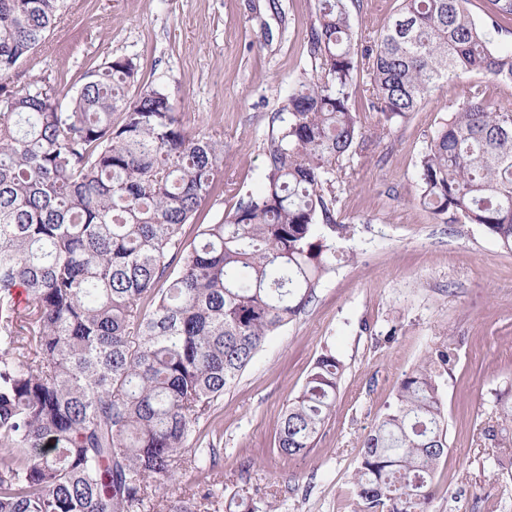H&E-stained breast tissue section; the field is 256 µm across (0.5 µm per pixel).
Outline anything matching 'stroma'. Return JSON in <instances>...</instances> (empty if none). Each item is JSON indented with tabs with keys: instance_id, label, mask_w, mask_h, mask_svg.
<instances>
[{
	"instance_id": "1",
	"label": "stroma",
	"mask_w": 512,
	"mask_h": 512,
	"mask_svg": "<svg viewBox=\"0 0 512 512\" xmlns=\"http://www.w3.org/2000/svg\"><path fill=\"white\" fill-rule=\"evenodd\" d=\"M398 0H351L355 30L375 31ZM318 0H67L44 47L18 81L58 77L75 94L86 71L114 55L165 90L184 127L224 142V177L199 220L216 223L236 196L262 190L270 116L310 71L307 34ZM475 73L461 72L391 131L370 114L363 151L343 159L332 243L343 258L296 320L270 336L241 379L201 423L215 465L180 473L190 489L244 490L258 512L271 491L278 512H351L361 443L394 401L395 387L435 346L457 359L444 379L448 457L434 482L433 512H512V423L496 424L493 389L512 384V251L477 224H443L420 205L416 164L427 141L466 100ZM344 365L336 407L314 448L281 456L277 424L323 347Z\"/></svg>"
}]
</instances>
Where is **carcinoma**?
<instances>
[{"label":"carcinoma","mask_w":512,"mask_h":512,"mask_svg":"<svg viewBox=\"0 0 512 512\" xmlns=\"http://www.w3.org/2000/svg\"><path fill=\"white\" fill-rule=\"evenodd\" d=\"M488 2L486 25L469 0H400L363 34L346 0H320L312 72L271 116L264 190L187 242L221 185L223 142L186 130L130 57L87 72L66 111L50 77L15 81L65 0H0V512H255L246 495L175 484L215 462L194 447L200 423L333 270L340 161L368 119L351 100L390 128L459 70L512 81V44L492 36L512 34V0ZM417 180L435 219L512 250V109L472 85ZM454 361L435 348L398 383L362 440L355 512H430ZM342 375L332 352L316 358L280 419V455L314 447Z\"/></svg>","instance_id":"obj_1"}]
</instances>
